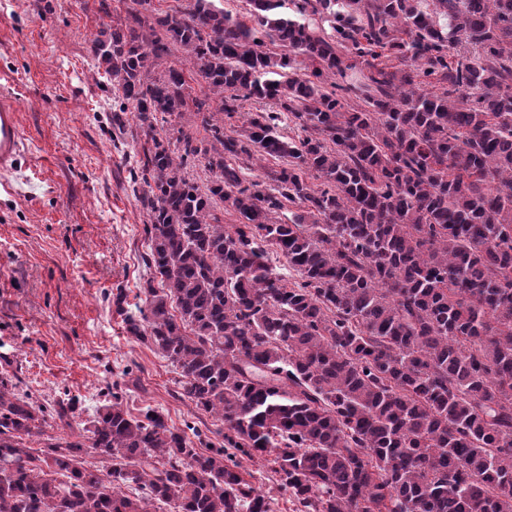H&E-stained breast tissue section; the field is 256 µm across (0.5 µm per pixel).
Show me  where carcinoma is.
I'll use <instances>...</instances> for the list:
<instances>
[{"mask_svg": "<svg viewBox=\"0 0 512 512\" xmlns=\"http://www.w3.org/2000/svg\"><path fill=\"white\" fill-rule=\"evenodd\" d=\"M133 2L90 52L118 130L176 137L132 174L151 277L125 322L223 443L114 394L88 447L34 448L78 401L5 373L0 512H270L241 471L266 456L294 512H512V0Z\"/></svg>", "mask_w": 512, "mask_h": 512, "instance_id": "1", "label": "carcinoma"}]
</instances>
